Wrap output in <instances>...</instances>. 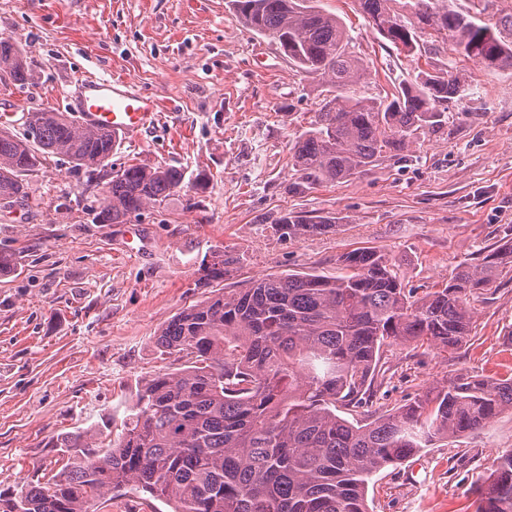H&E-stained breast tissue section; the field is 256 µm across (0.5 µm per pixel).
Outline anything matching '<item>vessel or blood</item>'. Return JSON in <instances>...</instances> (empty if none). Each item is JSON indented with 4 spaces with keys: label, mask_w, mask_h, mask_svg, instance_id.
Returning a JSON list of instances; mask_svg holds the SVG:
<instances>
[{
    "label": "vessel or blood",
    "mask_w": 512,
    "mask_h": 512,
    "mask_svg": "<svg viewBox=\"0 0 512 512\" xmlns=\"http://www.w3.org/2000/svg\"><path fill=\"white\" fill-rule=\"evenodd\" d=\"M69 106L83 127L129 138L154 124L159 109L153 96L133 90L128 81L96 76L80 81Z\"/></svg>",
    "instance_id": "1"
}]
</instances>
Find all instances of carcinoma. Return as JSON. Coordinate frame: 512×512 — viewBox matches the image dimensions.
Instances as JSON below:
<instances>
[{
	"label": "carcinoma",
	"instance_id": "1",
	"mask_svg": "<svg viewBox=\"0 0 512 512\" xmlns=\"http://www.w3.org/2000/svg\"><path fill=\"white\" fill-rule=\"evenodd\" d=\"M357 2L368 27L399 54H413L429 28L488 69L512 68V39L494 32L512 31V15L491 26L457 0ZM231 5L299 72L327 82L311 126L292 142V193L357 176L381 154L408 150L418 131H441L449 101L469 95L445 69L421 70L384 97H365L366 66L350 50L341 18L317 0ZM7 63L13 85L30 83L22 50L1 37L0 66ZM24 125L22 137L0 127L1 208L26 197L22 175L44 155L62 156L92 177L116 143L114 134L83 128L69 112L31 111ZM188 188L179 168L123 166L112 171L95 223L125 224ZM276 224L289 237L332 227L327 217L292 211ZM232 262L214 256L201 286L224 279ZM338 264L336 276L269 275L180 311L154 344L159 356L185 360L184 368L145 381L107 444L82 431L63 439L60 447L75 454L46 483L0 498V512H90V502L106 493L117 500L129 486L171 512H368L366 486L375 473L512 410V375H471L370 421L339 415L371 403L384 347L413 343L450 356L472 340L469 296L512 267L509 242L479 264L459 265L421 296L374 248L346 252ZM473 493L475 512H512V449Z\"/></svg>",
	"mask_w": 512,
	"mask_h": 512
}]
</instances>
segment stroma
<instances>
[{
  "label": "stroma",
  "instance_id": "obj_1",
  "mask_svg": "<svg viewBox=\"0 0 512 512\" xmlns=\"http://www.w3.org/2000/svg\"><path fill=\"white\" fill-rule=\"evenodd\" d=\"M338 15L369 70L365 96L392 92L414 69L452 68L472 87L446 124L361 175L301 194L293 140L325 94L270 38L247 29L227 0H0V37L32 71L0 82V119L23 135L26 112L68 111L80 78L123 77L160 103L136 141L117 139L112 166H173L198 182L131 224H97L111 175L88 178L50 156L26 173L25 205L0 209V492L46 482L66 462L61 436L121 420L145 380L180 369L153 341L182 309L211 296L203 259L226 252L224 291L287 273H336L357 247L380 250L407 287L445 283L512 229V70L488 72L423 34L412 56L368 29L356 0H319ZM332 216L325 234L291 238L284 212ZM475 338L446 358L409 344L386 349L378 416L460 376L512 374V270L474 294ZM512 448V412L479 434L437 441L368 484L369 512H473L470 488Z\"/></svg>",
  "mask_w": 512,
  "mask_h": 512
}]
</instances>
